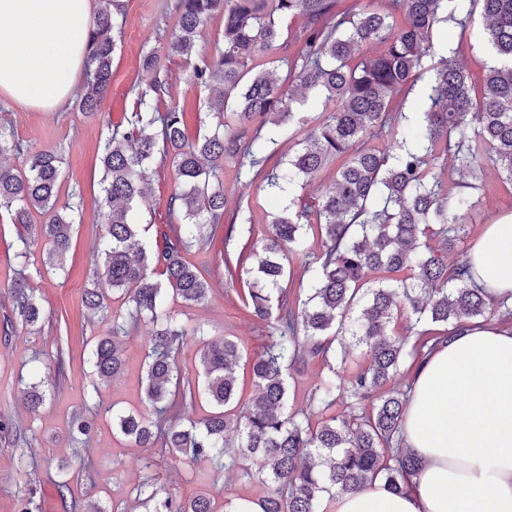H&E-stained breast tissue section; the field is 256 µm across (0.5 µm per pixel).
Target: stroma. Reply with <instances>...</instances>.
Returning a JSON list of instances; mask_svg holds the SVG:
<instances>
[{"label":"stroma","instance_id":"stroma-1","mask_svg":"<svg viewBox=\"0 0 512 512\" xmlns=\"http://www.w3.org/2000/svg\"><path fill=\"white\" fill-rule=\"evenodd\" d=\"M177 26L176 0H124L112 59V84L100 112L85 114L74 100L54 112L22 109L0 100L1 129L30 149L51 150L61 157L58 206L67 205L72 189L81 192L71 248L61 270L45 266L44 244L39 240L32 242L27 259L17 258L22 227L13 223L10 212L0 211V512H88L95 504L105 512H145L136 498L137 486L145 481L152 483L161 499H186L207 491L217 512H224L225 500L257 502L267 494L264 485L246 479L239 470L221 471L188 455L138 448L113 434V410L142 406L147 327L123 337V372L109 384H93L90 350L108 324L84 308L81 299L94 279V242L106 232L99 198L100 157L109 128L127 126L138 92L147 89L153 79L143 66L144 56L151 51L160 55L169 84L163 102H175L184 109L188 138H195L200 127L215 121L207 91L191 82L190 72L193 63L215 55L222 46L224 19L215 16L207 22L188 58L166 53ZM438 31L441 42L456 47V59L472 81L480 82L490 63L481 17L472 16L463 29L443 23ZM426 85V79H419L394 96L395 130L370 138V145L381 149L393 143L395 134L410 133L418 113L429 105L423 93ZM335 171V164H328L304 188L273 193L253 182L241 159L225 161L220 173L226 198L224 215L235 223L209 225L207 239L195 242L188 254L212 285L213 294L196 306L172 295L165 301L166 310L187 333L178 365L192 386L201 384L199 344L194 334L195 328L201 327L208 340L228 337L240 344L239 391L245 398L252 394L249 361L262 353L270 328L254 316L245 300L250 275L243 271L226 274L224 254L239 250L248 241L263 244L272 216L293 200L316 201L333 183ZM444 179L451 194L470 192L478 201L458 250L471 249L486 224L512 214V186L504 183L493 167H486L473 191L453 164H446ZM180 184L171 162L154 163L135 213L138 223L149 227L143 237L146 248L162 246L159 229L166 221L169 196ZM22 274L44 312L36 329L11 320L8 290ZM326 372L318 358L291 370L289 410L309 409V396ZM36 376L48 380L50 392L39 412L33 414L22 390ZM78 416L93 424L88 438L72 436L71 421ZM64 479L70 490L63 494L58 483Z\"/></svg>","mask_w":512,"mask_h":512}]
</instances>
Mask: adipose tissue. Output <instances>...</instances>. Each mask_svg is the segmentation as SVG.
<instances>
[{"mask_svg": "<svg viewBox=\"0 0 512 512\" xmlns=\"http://www.w3.org/2000/svg\"><path fill=\"white\" fill-rule=\"evenodd\" d=\"M93 0H0V98L52 111L77 92ZM476 282L512 294V216L470 250ZM403 449L421 462L409 490L383 479L325 497L321 512H512V330L468 322L415 369Z\"/></svg>", "mask_w": 512, "mask_h": 512, "instance_id": "adipose-tissue-1", "label": "adipose tissue"}]
</instances>
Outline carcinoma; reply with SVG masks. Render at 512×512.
Wrapping results in <instances>:
<instances>
[{
    "mask_svg": "<svg viewBox=\"0 0 512 512\" xmlns=\"http://www.w3.org/2000/svg\"><path fill=\"white\" fill-rule=\"evenodd\" d=\"M89 29L91 52L79 108L98 111L112 82L114 15L119 0H100ZM178 29L167 43V54L192 55L197 37L213 16H224V47L213 59L195 63L191 81L206 89L210 109L219 121L194 140L185 132L184 113L172 105L161 112L153 100L167 93L158 57L150 53L144 67L154 72L148 90L137 97L130 127L110 130L101 156L102 219L106 234L95 252L98 284L85 291L84 306L110 322L97 337L90 361L104 383L120 375L124 360L118 343L129 330L152 327L145 358L143 390L146 408L112 411L113 429L140 448L160 445L172 454H192L218 467L239 468L269 491L261 512H316L326 494L361 490L381 476L393 492L408 490L419 461L400 447L407 392L392 389L376 398L370 412L347 417L332 412L344 394L363 399L385 387L409 359H423L448 335V327L467 321H490L501 311L512 313L506 298H495L471 283L472 266L464 253L453 269L446 254L466 237L471 195L448 194L438 172L441 155L451 152L464 174L491 161L512 186V0H390L388 9L373 0L336 10V0H177ZM485 22L486 40L494 62L486 69L480 92L455 62L456 50L433 69L429 107L410 139L385 149L365 142L379 136L393 120L392 97L424 70L442 22L466 28L475 11ZM305 18L291 40L281 36L287 16ZM378 43L384 50L366 55ZM273 55L288 65L295 90L285 91L272 70L258 60ZM320 91L335 103L307 129L300 151L282 166L259 168L269 190L303 187L331 162L337 163L332 186L314 205L286 207L273 217L261 250L245 243L224 253L227 271L253 263L248 289L254 315L276 319L264 351L252 360L257 390L242 404L237 398L234 367L241 349L232 339L206 342L199 364L204 394L213 406L207 417L181 423L179 400L193 397L180 389L177 355L184 330L164 312L167 294L189 306L208 301L212 287L187 258L188 248L202 239L208 224L224 219V187L217 170L227 158H251L256 166L268 161L275 143L264 128L291 126L296 92ZM230 112L236 124L222 118ZM26 156L19 170L6 164ZM170 160L188 189L168 200V223L160 231L163 246L146 251L139 241L133 203L156 159ZM60 157L50 150L32 151L0 132V208L13 212L27 257L29 239L49 242L46 263L63 267L75 219L56 207L60 188ZM45 217L30 223L31 211ZM432 224H441L439 247L425 241ZM320 234L322 249L307 250V236ZM305 258L308 274L305 300L296 304L282 286L290 261ZM380 273L375 281L370 274ZM105 283L130 304L127 312L109 310ZM13 315L34 327L43 311L26 279L11 289ZM405 317L418 328V338L390 332ZM443 327L430 336L427 325ZM363 347L369 366L351 375L342 372L350 349ZM322 358L328 374L312 393L320 416L311 427L302 410H288V371L308 359ZM47 381L25 385L29 411L43 405ZM259 462L253 471L244 466ZM147 483L136 496L152 512H213V499L199 493L187 500L156 499Z\"/></svg>",
    "mask_w": 512,
    "mask_h": 512,
    "instance_id": "1",
    "label": "carcinoma"
}]
</instances>
